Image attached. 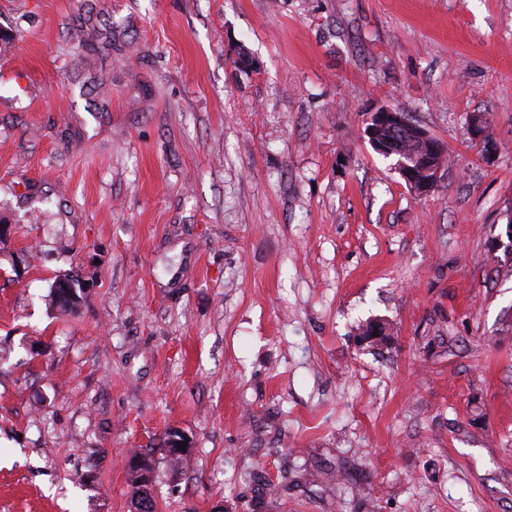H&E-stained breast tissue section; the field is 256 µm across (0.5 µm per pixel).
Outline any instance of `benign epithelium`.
Here are the masks:
<instances>
[{
	"label": "benign epithelium",
	"mask_w": 512,
	"mask_h": 512,
	"mask_svg": "<svg viewBox=\"0 0 512 512\" xmlns=\"http://www.w3.org/2000/svg\"><path fill=\"white\" fill-rule=\"evenodd\" d=\"M382 125H394L406 130L411 136L428 142L431 154L422 156L416 164L411 165L401 159L395 163L401 178L409 189L419 195L429 194L435 187L442 166L438 164L436 157L443 155L445 146L436 141L425 129L413 123L405 112H400L390 107H381L370 113L364 130L373 149L381 155L391 157L395 155L392 144L379 139L378 129ZM187 441L180 432H172L169 437L165 453L171 458L183 457L189 454L191 448L179 450V443ZM155 510L154 472H143L142 488L134 499V512H153Z\"/></svg>",
	"instance_id": "1"
}]
</instances>
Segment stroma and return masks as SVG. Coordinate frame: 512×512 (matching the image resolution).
Returning <instances> with one entry per match:
<instances>
[{
    "instance_id": "35a3bbf8",
    "label": "stroma",
    "mask_w": 512,
    "mask_h": 512,
    "mask_svg": "<svg viewBox=\"0 0 512 512\" xmlns=\"http://www.w3.org/2000/svg\"><path fill=\"white\" fill-rule=\"evenodd\" d=\"M511 218L512 0H0V512H512ZM382 125H394L388 128L387 131L383 130L382 132V136L389 137L394 147L391 143L379 139L378 129ZM399 127L417 139L406 136ZM364 134L373 149L379 154L392 157L396 150V153L408 162L397 159L394 165L413 193L418 196H425L434 189L442 166L447 161V155H443L446 148L425 129L413 123L406 112H400L390 107H380L375 112L370 113ZM423 141L428 142L431 154L420 157L415 166L409 164L412 163L415 156L426 150V143ZM442 155L441 165H439L435 157ZM62 276H65V277H69V276H72V274L70 273H65V274H61V275H58L54 281V288L52 290V296H53V299H52V296H51V290H50V297H51V303L55 306H57L58 308L60 309H63V310H74L80 302H74L72 305H68L66 303H62V302H59L56 298V292H55V288L57 289V292L60 296L61 299L63 300H71V299H76V289H77V292H78V296H79V299L81 300L82 299V295H81V287H80V284H76V289L74 288V285L72 282H68L66 281L65 279H61L60 281H57L59 278H61ZM57 281V282H56ZM56 283V284H55ZM143 460L151 467V470L143 472L142 488L134 499V512H156L155 510V495H154V472L153 466L150 461L141 453L137 455L133 461L135 466H142Z\"/></svg>"
}]
</instances>
